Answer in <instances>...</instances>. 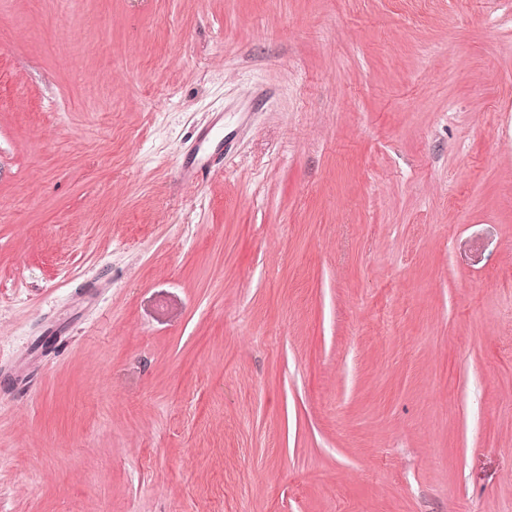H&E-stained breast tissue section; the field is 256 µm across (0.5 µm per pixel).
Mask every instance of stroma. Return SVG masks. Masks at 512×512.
Instances as JSON below:
<instances>
[{
	"mask_svg": "<svg viewBox=\"0 0 512 512\" xmlns=\"http://www.w3.org/2000/svg\"><path fill=\"white\" fill-rule=\"evenodd\" d=\"M0 512H512V0H0Z\"/></svg>",
	"mask_w": 512,
	"mask_h": 512,
	"instance_id": "obj_1",
	"label": "stroma"
}]
</instances>
